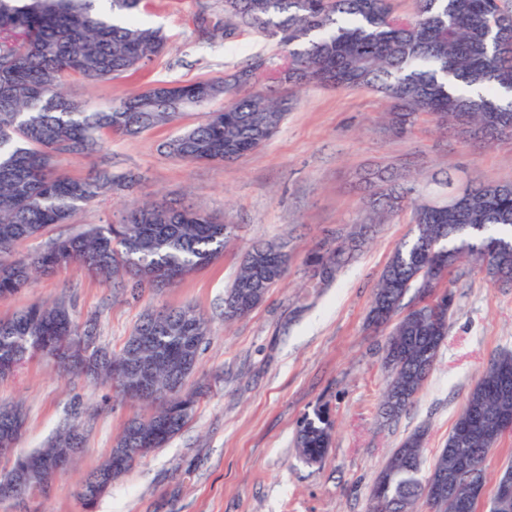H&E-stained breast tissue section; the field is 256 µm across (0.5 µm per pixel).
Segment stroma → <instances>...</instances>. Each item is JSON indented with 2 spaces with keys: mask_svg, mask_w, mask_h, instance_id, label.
<instances>
[{
  "mask_svg": "<svg viewBox=\"0 0 512 512\" xmlns=\"http://www.w3.org/2000/svg\"><path fill=\"white\" fill-rule=\"evenodd\" d=\"M140 15L161 27L166 51L133 74L68 79L70 99L106 108L161 82L211 79L279 54L276 39L250 28L224 34L223 0H142ZM293 105L280 130L232 163L192 164L158 149L172 127L113 136L104 158L60 154L56 166L81 178L104 168L139 175L133 195L107 193L81 206L72 223L48 227L16 254L116 221L133 200L162 199L204 209L232 224L221 257L162 292L139 297L112 279L72 265L19 293L0 297V319L37 301H65L78 322L96 320L99 344L119 351L148 310L194 306L209 321L186 391H200L182 431L138 460L94 505L78 488L110 455L130 419L153 405L117 397L103 384L63 374L48 358L0 378V404L22 403L19 445L42 447L64 422L85 430V446L46 493L0 502V512H367L384 460L415 429L425 430L422 470L430 472L466 397L490 360L512 351V281H495L464 262L446 284L454 296L448 334L409 410L387 426L377 415L386 386L387 329L367 322L373 289L397 245L410 240L409 214L363 225L366 180L379 170L414 176V197L443 199L446 176L467 183H512V136L474 142L457 126L422 114L404 133L388 127L387 102L372 89L282 86ZM287 241L284 280L247 317L224 319V293L259 242ZM343 247L344 262L320 283L321 257ZM334 421L321 464H306L295 437L317 408Z\"/></svg>",
  "mask_w": 512,
  "mask_h": 512,
  "instance_id": "obj_1",
  "label": "stroma"
}]
</instances>
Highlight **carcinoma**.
Wrapping results in <instances>:
<instances>
[{
    "mask_svg": "<svg viewBox=\"0 0 512 512\" xmlns=\"http://www.w3.org/2000/svg\"><path fill=\"white\" fill-rule=\"evenodd\" d=\"M0 0V295L29 288L39 275L78 265L118 277L135 293L160 291L219 258L234 225L190 206L142 201L117 224H100L58 238L47 248L3 261L21 241L39 237L53 224H69L80 206L112 190L105 169L84 178L55 171L58 153L98 156L106 138L137 136L175 124L182 113L177 101L225 100L224 108L204 112L201 122L182 128L159 145L165 156L188 163L224 161V152L246 155L270 139L291 110L288 99L272 88L316 83L333 88L371 87L392 108V126L402 133L419 114L441 124L486 121L487 113L506 117L512 128V8L505 0H418L411 16L395 14L390 0H224L228 29L252 28L279 37L284 55L269 61L257 82L266 91L224 86L221 78L176 85L175 98L154 90L134 91L112 107L94 110L66 97L70 77L90 81L137 71L164 52L163 32L140 18L141 0ZM382 184L367 202V220L380 224L409 209L414 237L399 245L376 285L371 321L394 323L385 351L400 358L383 360L388 384L380 411L397 419L422 389L447 336L448 325H435L418 312L394 320L409 288L432 273L441 255L454 259L477 247L512 242V184H467L464 210L436 201L416 202L408 176ZM291 260L288 242L258 245L245 256L225 299L224 320L232 321L258 307L270 288L286 276ZM209 332L207 319L194 307L146 312L124 347L111 354L95 346L96 324L80 325L63 301L36 302L8 320H0V364L19 367L36 354L56 359L66 372L109 384L127 398L138 377L151 371L150 385L165 401H150L154 412L128 421L109 458L99 467L110 471L122 454L118 475L128 472L151 448L164 447L194 412L198 394L187 393L186 364H198L200 345ZM512 389V353L493 357L457 415L485 408V421L465 445L475 460L459 483L486 486L484 449L500 437L498 418L512 416V396L499 402L502 384ZM21 404L0 405V437L18 441L16 419ZM333 425L323 412L297 431L296 447L308 464L322 461L331 445ZM85 436L73 423L62 426L48 443L21 452L32 474L24 494L46 490L43 464L83 447ZM424 434L405 437L383 464L371 489L368 512H455L454 501L436 507L420 477Z\"/></svg>",
    "mask_w": 512,
    "mask_h": 512,
    "instance_id": "obj_1",
    "label": "carcinoma"
}]
</instances>
